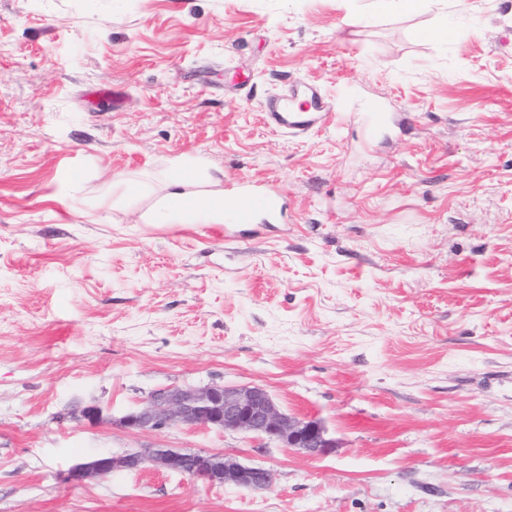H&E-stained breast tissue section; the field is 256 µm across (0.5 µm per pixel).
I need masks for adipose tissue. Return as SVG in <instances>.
<instances>
[{
	"instance_id": "obj_1",
	"label": "adipose tissue",
	"mask_w": 512,
	"mask_h": 512,
	"mask_svg": "<svg viewBox=\"0 0 512 512\" xmlns=\"http://www.w3.org/2000/svg\"><path fill=\"white\" fill-rule=\"evenodd\" d=\"M195 175L186 171L181 173L179 178L170 184L169 201L160 204L145 216L144 221L148 224H220L224 221V195L222 192H214L211 195L210 203L204 204L201 208L187 210L171 207L172 199L194 196Z\"/></svg>"
}]
</instances>
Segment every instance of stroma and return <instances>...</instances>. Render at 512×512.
Listing matches in <instances>:
<instances>
[{
	"mask_svg": "<svg viewBox=\"0 0 512 512\" xmlns=\"http://www.w3.org/2000/svg\"><path fill=\"white\" fill-rule=\"evenodd\" d=\"M302 82L336 124L269 127ZM191 166L277 213L144 223ZM210 384L334 448L81 416ZM148 448L276 481L63 479ZM0 512H512V0H0ZM227 192L235 201V206L228 217V221L231 223H248L254 214L260 211L273 212L277 207L275 197L263 193L257 187L241 179L229 182Z\"/></svg>",
	"mask_w": 512,
	"mask_h": 512,
	"instance_id": "1",
	"label": "stroma"
}]
</instances>
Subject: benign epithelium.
I'll use <instances>...</instances> for the list:
<instances>
[{
  "label": "benign epithelium",
  "instance_id": "benign-epithelium-1",
  "mask_svg": "<svg viewBox=\"0 0 512 512\" xmlns=\"http://www.w3.org/2000/svg\"><path fill=\"white\" fill-rule=\"evenodd\" d=\"M81 416L94 425L112 422L97 405L84 407ZM118 424L129 430L154 431L177 425H199L283 442L310 458L324 456L334 447L318 422L294 419L282 413L269 393L259 386L208 385L157 390L137 409L121 416ZM146 464L210 486L232 484L255 492L269 489L276 479V473L270 468L245 466L224 454L151 448L118 455L100 452L90 461L69 469L66 480L83 483L94 477L137 471Z\"/></svg>",
  "mask_w": 512,
  "mask_h": 512
}]
</instances>
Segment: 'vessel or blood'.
<instances>
[{"label": "vessel or blood", "instance_id": "obj_1", "mask_svg": "<svg viewBox=\"0 0 512 512\" xmlns=\"http://www.w3.org/2000/svg\"><path fill=\"white\" fill-rule=\"evenodd\" d=\"M268 125L291 134H305L316 128L331 126L336 115L327 106L317 85L304 83L269 98L264 107ZM227 191L235 201L229 220L236 224L249 222L258 212H271L277 207L275 197L240 179L228 183Z\"/></svg>", "mask_w": 512, "mask_h": 512}]
</instances>
